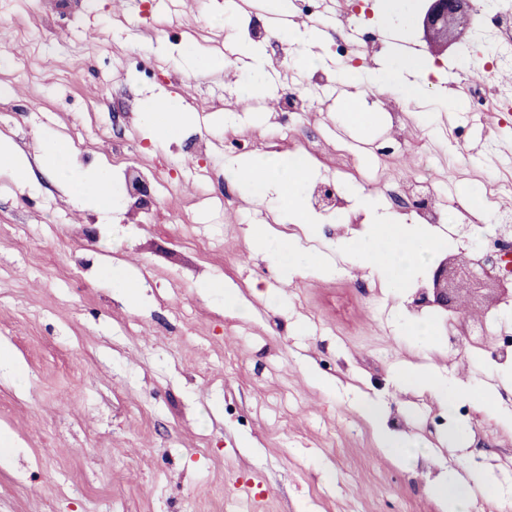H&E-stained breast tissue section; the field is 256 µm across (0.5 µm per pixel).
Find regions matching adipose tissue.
Masks as SVG:
<instances>
[{
    "mask_svg": "<svg viewBox=\"0 0 512 512\" xmlns=\"http://www.w3.org/2000/svg\"><path fill=\"white\" fill-rule=\"evenodd\" d=\"M428 70L420 62L401 55L391 47L389 56L372 70H346L341 79L349 85L367 82L395 88L416 95L427 84ZM144 120L157 126L164 138L179 135L188 120V113L177 99L153 96L142 104ZM70 154L69 144L62 138L45 137L39 156L55 180L73 199L92 202L104 221H111L117 206L112 195V175L101 169L83 173L65 163ZM229 166L235 179L241 180L252 197L267 205L288 222L303 225L309 236L319 232L318 219L306 211L299 189L308 183L311 171L308 164L293 158L281 161L271 157L239 156ZM356 206L365 215L363 230L354 238L338 242L336 248L353 265L377 272L387 287L399 289L417 277L424 255L433 253L439 245L434 230L422 224H405L380 205L376 195L357 192ZM252 248L273 267L280 280L291 282L300 275L328 276L335 274L336 265L323 254L302 247L297 239L288 237L272 242L261 234H253ZM396 390H419L432 394L438 403L454 410L463 398L478 397L483 405L493 404L496 394L472 381L448 377L440 372L409 365L393 375ZM349 407L372 427L378 448L393 463H404L412 446L411 439L391 431L386 425V406L381 399L363 394L355 395ZM487 475L467 480L456 469L447 468L440 478L428 483L427 491L439 503L441 512H465L466 505L477 486L490 483Z\"/></svg>",
    "mask_w": 512,
    "mask_h": 512,
    "instance_id": "ef3b65f1",
    "label": "adipose tissue"
}]
</instances>
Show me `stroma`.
<instances>
[{
	"label": "stroma",
	"mask_w": 512,
	"mask_h": 512,
	"mask_svg": "<svg viewBox=\"0 0 512 512\" xmlns=\"http://www.w3.org/2000/svg\"><path fill=\"white\" fill-rule=\"evenodd\" d=\"M384 45H411L434 81L428 94H395L399 116L364 104L373 123L348 127L345 101L318 99L299 120L301 138L325 155L347 142L354 170L372 167L389 148L387 196L402 180L426 177L448 194L487 193L493 210L512 211V113L493 118L495 138L468 110L440 109V90L459 85V41L429 47L418 26L386 24L389 0H372ZM137 4L117 0H0V137L32 163V193L0 174V348L18 360L21 382L0 373V512H440L426 490L445 466L493 475L476 491L480 512H497L512 495V385L497 377L512 335V296L491 288L463 297L462 314L495 317L477 342L448 335V312L416 310L417 287H431L437 265L465 257L471 225L439 224L441 247L414 283L386 288L368 270L340 263L334 276L279 280L256 256L248 228L270 239L304 236L276 219L226 176L224 139L241 153L255 137L281 129L286 82L297 71L287 54L268 50L285 82L269 89L272 112H244L251 80L238 52L261 7L228 12L226 0L154 12L135 27ZM230 68L188 75L185 47ZM163 92L187 97L193 119L172 140L141 121V104ZM65 138L76 170L113 171L121 209L105 224L88 203L70 200L38 166V141ZM428 169H420L422 157ZM153 176V202L135 206L123 189L125 169ZM232 203H225V194ZM308 247L335 255L336 243L361 229L354 206L322 210ZM143 284L136 305L112 293L113 269ZM233 287L244 310L200 282ZM433 323L435 345L416 343L402 319ZM430 365L496 390L498 414L472 400L447 413L433 396L398 392L401 366ZM382 399L387 425L413 435L409 461L395 465L377 448L371 426L348 406L354 394ZM463 423L468 434L448 436ZM250 437L253 447L239 445Z\"/></svg>",
	"instance_id": "obj_1"
}]
</instances>
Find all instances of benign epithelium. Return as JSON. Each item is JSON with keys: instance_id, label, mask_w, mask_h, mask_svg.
<instances>
[{"instance_id": "obj_1", "label": "benign epithelium", "mask_w": 512, "mask_h": 512, "mask_svg": "<svg viewBox=\"0 0 512 512\" xmlns=\"http://www.w3.org/2000/svg\"><path fill=\"white\" fill-rule=\"evenodd\" d=\"M473 9L470 0H429L428 8L417 18V25L429 36L446 40L453 33L460 39L469 33ZM480 285L493 286L499 297L511 294L512 260L503 258L499 273L493 274L462 260L445 259L433 274V304L454 312L460 294Z\"/></svg>"}]
</instances>
